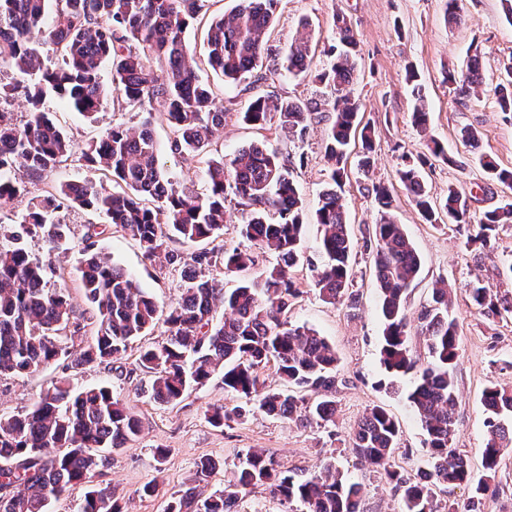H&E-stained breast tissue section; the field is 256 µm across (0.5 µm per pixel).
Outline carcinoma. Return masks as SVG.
Wrapping results in <instances>:
<instances>
[{"instance_id":"1","label":"carcinoma","mask_w":512,"mask_h":512,"mask_svg":"<svg viewBox=\"0 0 512 512\" xmlns=\"http://www.w3.org/2000/svg\"><path fill=\"white\" fill-rule=\"evenodd\" d=\"M55 8L46 21L48 3ZM280 0H239L230 14L213 19L206 32V63L227 83H235L263 62L272 72L297 76L309 72L316 45L302 24L283 50L267 45L265 36ZM200 0H0V67L6 65L14 82L0 84V105L16 94L27 103L25 119L13 122L0 112V206L26 192L25 181L38 180L72 160L101 176L65 184L56 192L30 199L19 227L0 232V375L32 374L52 364L63 369L110 364L126 352L131 341L158 323L160 309L121 265L94 252L92 236L79 244V272L86 300L94 310L93 344L85 348L59 340L66 329L85 328L65 288L48 287L56 273L52 262L29 255L20 241L40 237L49 251L62 248L66 229L50 214L68 204L104 213L109 223L139 242L159 267L183 265L179 298L164 319L166 341L141 350L139 364L153 374L148 389L157 403L179 401L187 388L204 386L224 369V391L244 401L226 411L217 407L209 416L215 427L241 418L256 407L269 415L336 422V365L334 347L313 329L288 320L300 294L291 276L301 258L303 204L288 160L277 151L251 143L231 157L220 155L216 139L228 112L216 106L217 95L200 82L190 48L182 37L199 16ZM336 43L324 50L328 66L317 75L329 86L333 121L328 128L325 158L329 186L319 197L314 222L322 227L321 262H308L315 286L328 303L353 308L359 301L352 290L351 260L355 243L338 192L345 174L351 139L360 138L362 165L369 167L375 134L361 125L359 103L351 97L352 57L357 46L353 29L342 14L335 16ZM48 47L62 60L44 68L40 48ZM112 62L113 91L129 106L162 115L171 130L169 151L192 160L212 151L206 161L208 189L202 196L174 187L160 165L150 130L151 120L138 127L116 124L84 147H78L43 108L53 93L76 110L95 114L109 95L99 79L103 62ZM449 84L459 98L480 85V63L474 55L466 70L450 72ZM413 121L424 128L429 116L419 89ZM501 112L512 119V66L496 87ZM318 108L271 95L251 99L242 119L258 130L273 117L286 135L302 140ZM427 157L406 156L398 178L413 196L429 223L439 211L448 223L465 229L467 243L490 245L502 224L512 222V203L484 213L472 223L469 197L453 187L441 206L427 194L421 167ZM484 166L493 180L512 189V170L489 159ZM124 184L119 194L106 181ZM380 212L372 232L363 237L371 257L384 320L381 363L395 374H416L408 401L426 432L429 467L409 477L392 468L399 444V427L383 408H370L358 423L353 448L400 492L404 512H436L434 488L465 485L471 496L467 512H480L482 501L496 493L502 461L512 455V387L492 385L483 394L487 438L483 470L471 471L455 448L457 395L453 377L459 359V336L447 284L433 289L431 301L418 320L425 337V363L410 350L406 313L409 288L422 270V258L400 225L388 216L393 197L379 183L367 189ZM247 211L240 235L250 246L226 249L212 246L224 235L228 198ZM206 243L187 256L169 249L167 240ZM224 251L225 270L242 275L240 285L226 293L220 282L203 274L216 249ZM276 254L277 264L254 275L260 254ZM472 303L484 315L512 313V300L499 298L480 280L468 284ZM223 308L216 317L217 308ZM274 363L283 388L263 390L260 371ZM141 432L132 408L106 385L73 388L62 379L25 412L0 417V512H49L59 499L95 471L109 464L112 451ZM257 486H267L280 503L300 506V512H357L362 486L343 478L332 464L306 476L280 471L273 458L248 448L228 474L224 489L202 498L194 489L171 501L167 512H226L230 504ZM77 512H121L107 488L90 490Z\"/></svg>"}]
</instances>
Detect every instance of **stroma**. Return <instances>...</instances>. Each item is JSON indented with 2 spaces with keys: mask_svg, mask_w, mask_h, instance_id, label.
<instances>
[{
  "mask_svg": "<svg viewBox=\"0 0 512 512\" xmlns=\"http://www.w3.org/2000/svg\"><path fill=\"white\" fill-rule=\"evenodd\" d=\"M464 19L448 22L445 0H280L274 22L266 34L270 45L286 48L302 25H309L320 51L313 70L299 77L267 75L251 83L242 80L225 84L221 75L204 65L202 24L189 26L184 38L194 49L201 65L198 76L210 84L230 114L220 141L225 155L256 140L265 141L290 161L307 210H315L328 180L324 160L331 113L313 121L303 141L291 142L276 124L256 130L240 119L250 99L270 94L284 99L325 104L330 90L315 74L329 62L324 53L335 40L333 17L343 14L350 23L358 45L354 62L352 92L362 105V120L375 131V152L368 170L357 165L360 143H352L342 181L341 195L348 211L354 239L374 224L378 211L366 192L367 185L389 186L394 202L392 217L400 224L423 260L421 276L408 291L410 318H417L438 283L454 290L453 313L458 322L460 357L454 370L458 393L455 446L480 471L486 439V411L482 395L495 384L512 385V316H484L469 300L465 289L470 281L482 279L495 294L512 298V279L499 275L503 254L512 252V223L501 225L493 249L466 246L465 238L447 219L427 223L412 197L400 184L397 171L403 155L426 150L427 138L438 140L451 157L450 162L433 160L425 166L423 182L434 201H443L449 188L470 197L473 220L486 211L512 200V189L489 180L479 163L492 159L499 167L512 169V120L504 119L495 87L512 65V5L507 0H460ZM480 55L482 83L475 93L460 101L445 79L448 71L465 69L470 56ZM421 84L429 107V129L420 133L413 122L412 84ZM44 109L75 141L83 145L118 123L139 124V109L105 102L93 117L76 112L56 97H46ZM478 135L477 146L461 138L463 129ZM151 131L161 161L178 190L193 195L207 189L204 160L183 161L168 150L170 129L164 118H155ZM57 220L66 224L71 244H78L92 228H99L95 244L98 252L127 269L159 303L168 310L178 297L180 273L159 268L146 258L133 240L106 223L104 216L76 209H61ZM29 254L51 259L56 267L51 286H65L76 311L90 312L80 283L73 252L49 254L39 238L26 239ZM353 288L359 295L356 307L326 303L314 286V274L307 266L294 268L301 290L295 299L290 320L315 329L332 343L339 356L333 425L323 427L271 417L254 411L223 427L211 425L212 407L232 408L237 398L225 392L222 372H215L205 386L189 389L173 404L154 402L141 394L150 373L137 363L142 348L167 336L165 324H157L147 335L131 342L121 359L109 364L62 370L53 366L34 375L0 376V415L18 414L31 407L40 394L60 379L76 388L107 385L128 401L142 421V432L111 455L108 467L95 471L68 494L53 501L51 512H75L85 493L95 487L111 486L122 512H166L175 493L197 487L211 495L224 487V475L237 461L239 451L263 448L274 458L278 469L312 474L325 464H334L346 479L362 486V512H402L401 496L384 476L367 467L353 450V432L368 411L380 406L397 421L400 444L391 463L408 476L426 468V434L411 407L407 394L413 375L396 376L380 362L383 317L372 264L363 248L353 253ZM167 449L164 461H157L155 449ZM210 457L219 463L207 481L194 483L196 464ZM157 482L155 495L146 496L142 487Z\"/></svg>",
  "mask_w": 512,
  "mask_h": 512,
  "instance_id": "obj_1",
  "label": "stroma"
}]
</instances>
